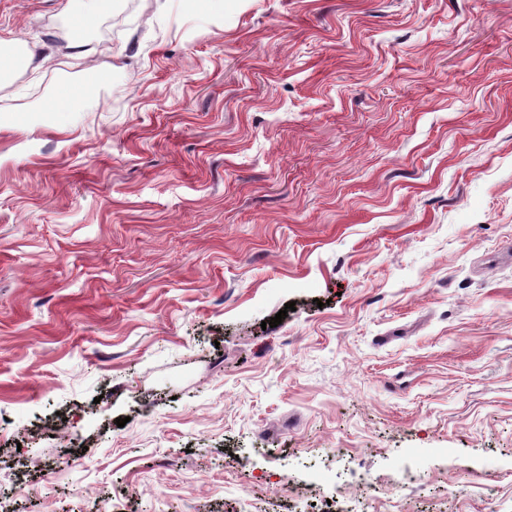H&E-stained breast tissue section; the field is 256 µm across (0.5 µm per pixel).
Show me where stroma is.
<instances>
[{"label":"stroma","instance_id":"1","mask_svg":"<svg viewBox=\"0 0 512 512\" xmlns=\"http://www.w3.org/2000/svg\"><path fill=\"white\" fill-rule=\"evenodd\" d=\"M66 2L0 0V498L512 512V0H112L74 68ZM36 55L32 50L28 49L27 52L24 49L17 52L13 57L9 59H3L0 56V90H2V84L5 83L6 75L12 74L15 69L20 68L23 64L30 67L33 72H37L43 68V65L47 62L49 57L41 58L35 62Z\"/></svg>","mask_w":512,"mask_h":512}]
</instances>
